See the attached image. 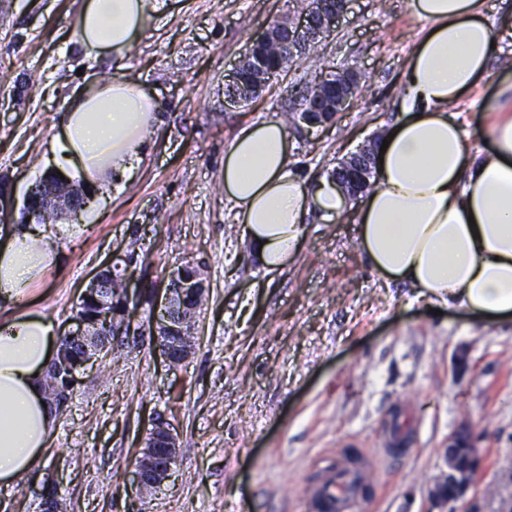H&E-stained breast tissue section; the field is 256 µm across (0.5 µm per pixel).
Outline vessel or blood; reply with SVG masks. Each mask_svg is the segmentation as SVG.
Returning a JSON list of instances; mask_svg holds the SVG:
<instances>
[{
    "label": "vessel or blood",
    "instance_id": "vessel-or-blood-1",
    "mask_svg": "<svg viewBox=\"0 0 512 512\" xmlns=\"http://www.w3.org/2000/svg\"><path fill=\"white\" fill-rule=\"evenodd\" d=\"M373 468L367 458L337 461L310 491L314 512H362Z\"/></svg>",
    "mask_w": 512,
    "mask_h": 512
}]
</instances>
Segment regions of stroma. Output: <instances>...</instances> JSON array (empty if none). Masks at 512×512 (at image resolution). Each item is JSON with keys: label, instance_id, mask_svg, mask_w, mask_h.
Segmentation results:
<instances>
[{"label": "stroma", "instance_id": "stroma-1", "mask_svg": "<svg viewBox=\"0 0 512 512\" xmlns=\"http://www.w3.org/2000/svg\"><path fill=\"white\" fill-rule=\"evenodd\" d=\"M122 60L84 54L72 21L83 0H0V181L25 223L28 189L52 172L50 141L65 103L94 81L121 77L162 109L145 158L85 210L58 242L59 260L32 290L59 329L113 258L132 280L114 356L79 375L43 465L0 487V512H36L57 484L68 512H314L309 490L337 458L365 453L374 479L364 512H425L446 470L448 437L467 427L483 459L475 512H512V325L456 310L435 315L405 284L367 264L354 210L313 214L294 262L266 272L224 195V153L241 129L296 110L317 76H361L353 106L326 128L289 125L291 166L310 182L401 112L404 72L423 24L408 0H349L334 31L248 104H224L226 84L255 36L304 0H166ZM482 82L455 106L474 128L504 80ZM188 260L208 292L193 354L160 358L150 289ZM465 364H457V353ZM404 454H379L394 418ZM173 427L179 456L160 489L139 493L135 459L155 419Z\"/></svg>", "mask_w": 512, "mask_h": 512}]
</instances>
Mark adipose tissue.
<instances>
[{
    "label": "adipose tissue",
    "instance_id": "1",
    "mask_svg": "<svg viewBox=\"0 0 512 512\" xmlns=\"http://www.w3.org/2000/svg\"><path fill=\"white\" fill-rule=\"evenodd\" d=\"M165 0H85L72 34L86 51L123 59ZM427 29L406 64L403 114L356 209L359 244L387 281L479 319L512 320V117L465 130L453 110L491 78L493 45L512 33L486 17L487 0H409ZM158 102L122 78L99 82L66 103L54 148L86 191H104L141 161ZM288 129L268 120L246 129L224 159V194L269 272L296 254L310 214L347 207L331 182L293 173ZM0 485L11 486L44 457L57 416L45 405V373L56 324L31 308L33 286L54 266L55 239L32 224L0 227Z\"/></svg>",
    "mask_w": 512,
    "mask_h": 512
}]
</instances>
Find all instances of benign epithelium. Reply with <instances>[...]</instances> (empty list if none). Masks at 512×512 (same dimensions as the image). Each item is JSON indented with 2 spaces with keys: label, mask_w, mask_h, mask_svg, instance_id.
I'll list each match as a JSON object with an SVG mask.
<instances>
[{
  "label": "benign epithelium",
  "mask_w": 512,
  "mask_h": 512,
  "mask_svg": "<svg viewBox=\"0 0 512 512\" xmlns=\"http://www.w3.org/2000/svg\"><path fill=\"white\" fill-rule=\"evenodd\" d=\"M347 0H315L298 21H279L258 35L248 54L241 60L234 76L233 98L252 101L268 89L273 72L269 69L264 49L283 47L291 56L302 53L310 43L333 32L336 19L345 11ZM359 75L352 70L336 73L316 82L308 98L310 105L301 117L308 127H319L333 122L336 116L352 104ZM375 165L373 149L361 145L350 156L341 161L329 175L336 186L349 198L357 199L371 187V175ZM36 208L59 219L69 212H77L84 204L81 194H66L47 187L31 200ZM121 265L109 264L102 268L89 282L87 292L104 295L110 280L120 272ZM206 292V281L200 269L190 262L177 267L165 287V313L153 329L161 358L171 366L178 365L194 351L196 313ZM61 340L80 349L84 363L100 359L109 352L110 337L104 335L96 325L80 320L61 336ZM63 370L60 360L49 366L46 379L49 384L47 398L58 413L69 404V392L77 384L76 375L66 377V387L55 385L56 375ZM149 440L139 452L135 462L137 487L147 491L160 486L169 476L178 457V443L169 426L163 422L153 425L147 434ZM446 479L437 481L428 493V509L424 512H459L478 480L481 458L476 450L469 429L463 427L448 437L445 452ZM66 502L58 495L43 492L40 497V512H65Z\"/></svg>",
  "instance_id": "1"
}]
</instances>
